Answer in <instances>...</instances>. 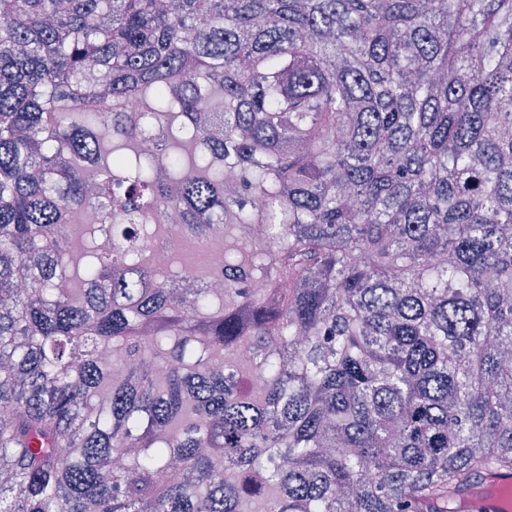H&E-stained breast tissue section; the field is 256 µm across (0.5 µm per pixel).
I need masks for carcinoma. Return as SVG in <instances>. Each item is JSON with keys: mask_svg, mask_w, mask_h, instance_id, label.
I'll return each mask as SVG.
<instances>
[{"mask_svg": "<svg viewBox=\"0 0 512 512\" xmlns=\"http://www.w3.org/2000/svg\"><path fill=\"white\" fill-rule=\"evenodd\" d=\"M508 348L512 0H0V512H458ZM146 227L147 224H144L145 231L137 244L146 247L147 253L151 259V264L156 270H172L178 254V245L174 242L172 237L169 238L167 245L156 243L155 235L148 232ZM181 256L189 268L194 270L200 277H205L208 267L204 249L189 239L178 238Z\"/></svg>", "mask_w": 512, "mask_h": 512, "instance_id": "obj_1", "label": "carcinoma"}]
</instances>
